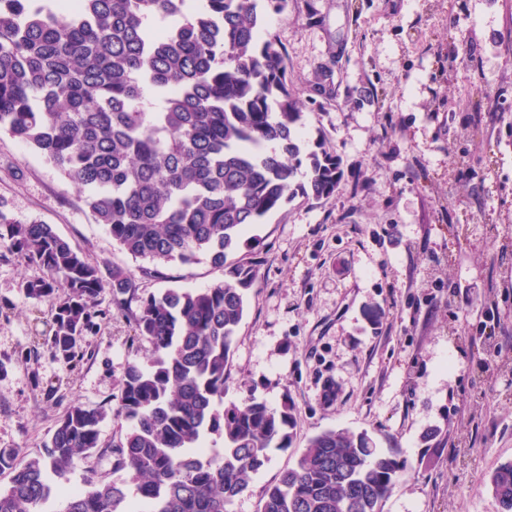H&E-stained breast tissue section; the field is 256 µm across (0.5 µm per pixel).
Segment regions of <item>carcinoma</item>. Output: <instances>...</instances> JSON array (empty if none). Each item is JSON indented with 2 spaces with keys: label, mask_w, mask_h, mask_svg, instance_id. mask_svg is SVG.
I'll return each mask as SVG.
<instances>
[{
  "label": "carcinoma",
  "mask_w": 512,
  "mask_h": 512,
  "mask_svg": "<svg viewBox=\"0 0 512 512\" xmlns=\"http://www.w3.org/2000/svg\"><path fill=\"white\" fill-rule=\"evenodd\" d=\"M289 0H0V132L86 192L99 224L134 259L192 262L206 253L224 279L200 290L137 296L130 271L105 281L48 224L0 206V257L36 264L25 299L54 302L40 345L76 366L84 336L110 311L105 287L151 353L124 373L113 417L126 425L112 469L128 480L66 488L73 460L98 448L104 408L74 403L43 452L22 465L0 449V512H227L273 449L286 450L293 408L249 397L224 406L231 345L259 272L227 262L247 228L297 194L332 197L336 155L303 149L304 102L288 58L263 27ZM307 179H297L301 169ZM218 435L224 447L209 448ZM402 466L367 433L325 430L265 489L260 512H382ZM512 512V463L490 479Z\"/></svg>",
  "instance_id": "cac0c4a2"
}]
</instances>
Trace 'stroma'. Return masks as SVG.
Listing matches in <instances>:
<instances>
[{
    "mask_svg": "<svg viewBox=\"0 0 512 512\" xmlns=\"http://www.w3.org/2000/svg\"><path fill=\"white\" fill-rule=\"evenodd\" d=\"M267 27L301 99L322 78L334 90L335 101L308 102L305 122L341 180L333 198H292L228 256L256 264L259 281L224 400L252 395L295 414L290 448L272 452L228 512H260L264 488L328 429L368 432L402 463L383 512H500L488 482L512 463V0H290ZM0 205L51 225L102 272L131 270L141 297L222 278L203 253L145 273L83 194L5 132ZM42 274L0 258V448L27 458L72 402L114 408L128 363L149 355L108 288L99 301L112 318L84 337L79 365L39 348L36 320L52 301H27L19 283ZM491 306L501 322L488 337L478 324ZM120 436L105 418L72 482L113 479Z\"/></svg>",
    "mask_w": 512,
    "mask_h": 512,
    "instance_id": "obj_1",
    "label": "stroma"
}]
</instances>
